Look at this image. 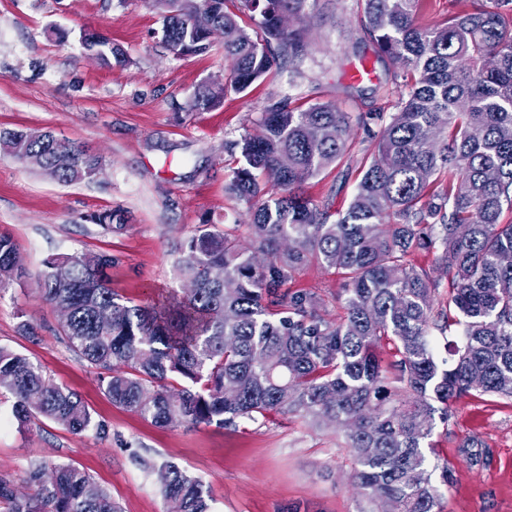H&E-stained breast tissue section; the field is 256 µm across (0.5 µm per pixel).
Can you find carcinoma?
Wrapping results in <instances>:
<instances>
[{
    "label": "carcinoma",
    "mask_w": 512,
    "mask_h": 512,
    "mask_svg": "<svg viewBox=\"0 0 512 512\" xmlns=\"http://www.w3.org/2000/svg\"><path fill=\"white\" fill-rule=\"evenodd\" d=\"M378 50L402 70L398 101L346 210L331 219L304 184L336 168L354 127L369 113L331 104L265 107L258 131L229 143L239 150L225 177L227 197L246 206V239L204 224L175 247L189 288L152 305L109 287L107 253L63 254L45 262L39 288L68 315L67 342L98 374L116 406L159 427L231 425L295 411L334 426L354 459L356 485L373 506L434 512L440 490L425 445L435 421L471 392L512 398V0H449L430 24L423 0H362ZM162 38L180 56L223 37L224 83L205 85L189 109L204 112L268 76L277 60L304 48L281 17L302 20L310 0H156ZM257 16L252 36L239 12ZM106 66L126 54L104 36L82 37ZM0 147L63 184L91 178L101 156L39 129H0ZM279 196H265L264 184ZM435 250L436 275L411 256ZM315 259L344 279V318L319 312L311 291L285 288ZM12 237L0 233V294L23 276ZM441 288L448 299L435 302ZM461 327L464 343L448 368L432 336ZM388 340L396 359L382 365ZM182 381L180 388L172 381ZM0 392L19 423L33 416L74 435L93 424L75 392L40 365L0 346ZM171 512H210L204 483L172 462L155 470ZM18 496L0 476V512H119L110 493L70 463L33 460Z\"/></svg>",
    "instance_id": "cac0c4a2"
}]
</instances>
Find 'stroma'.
Returning <instances> with one entry per match:
<instances>
[{"label":"stroma","instance_id":"stroma-1","mask_svg":"<svg viewBox=\"0 0 512 512\" xmlns=\"http://www.w3.org/2000/svg\"><path fill=\"white\" fill-rule=\"evenodd\" d=\"M161 27L151 0H0V129L42 128L104 159L94 179L62 184L0 152V232L12 236L25 267L0 299V345L40 363L108 429L101 438L43 418L23 426L2 400L0 476L19 486L32 460L70 463L105 487L121 512H167L150 467L172 461L205 484L211 512H363L355 463L334 427L293 412L224 427L155 426L103 394L39 293L45 260L89 251L115 257L111 286L133 303L180 292L176 245L203 224L247 220L224 192L232 162L226 143L251 129L268 101L375 113L368 127L354 129L336 169L305 186L314 203L334 211L346 208L371 137L395 110V68L367 34L360 0H318L302 25L304 49L284 59L283 72L207 112L188 104L201 85L223 80L222 43L180 57L162 43ZM87 30L111 38L127 64L102 65L82 46ZM362 68L369 76L354 78ZM108 210L122 230L93 223ZM341 284L313 262L288 287L314 292L324 318L337 322ZM24 322L37 341L24 337ZM431 443L430 465L451 468L435 512H512V399L458 398L448 420L436 422Z\"/></svg>","mask_w":512,"mask_h":512}]
</instances>
